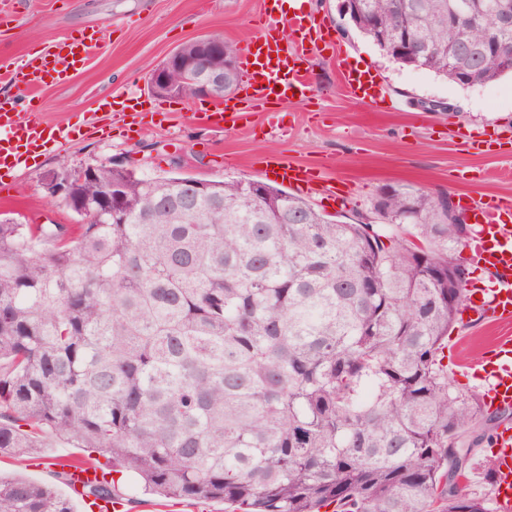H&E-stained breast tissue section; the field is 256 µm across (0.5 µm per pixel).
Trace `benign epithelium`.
I'll return each instance as SVG.
<instances>
[{
	"instance_id": "7a95c632",
	"label": "benign epithelium",
	"mask_w": 512,
	"mask_h": 512,
	"mask_svg": "<svg viewBox=\"0 0 512 512\" xmlns=\"http://www.w3.org/2000/svg\"><path fill=\"white\" fill-rule=\"evenodd\" d=\"M224 54V42L206 35L194 40V53L185 54L176 49L166 56L149 73L152 92L161 97L182 98L186 93L193 97H224V70L210 66V60ZM67 180L52 170L43 175L41 185L46 195L58 198Z\"/></svg>"
}]
</instances>
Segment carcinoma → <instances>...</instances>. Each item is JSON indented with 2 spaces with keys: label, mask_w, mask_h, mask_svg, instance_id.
I'll list each match as a JSON object with an SVG mask.
<instances>
[{
  "label": "carcinoma",
  "mask_w": 512,
  "mask_h": 512,
  "mask_svg": "<svg viewBox=\"0 0 512 512\" xmlns=\"http://www.w3.org/2000/svg\"><path fill=\"white\" fill-rule=\"evenodd\" d=\"M346 18L461 87L512 73V0H351ZM193 183L101 164L67 185L80 223L0 220V454L22 464L46 433L97 453L95 501L131 475L240 512H491L462 480L505 412L444 364L469 225L409 184L363 224L262 181ZM0 512L74 507L0 474Z\"/></svg>",
  "instance_id": "1"
}]
</instances>
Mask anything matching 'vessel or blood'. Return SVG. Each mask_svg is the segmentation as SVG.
<instances>
[{
    "label": "vessel or blood",
    "mask_w": 512,
    "mask_h": 512,
    "mask_svg": "<svg viewBox=\"0 0 512 512\" xmlns=\"http://www.w3.org/2000/svg\"><path fill=\"white\" fill-rule=\"evenodd\" d=\"M286 23L295 33V49L284 48L274 33L279 23ZM261 33L244 48V81L241 97L196 110L198 122L217 128L248 120L253 111L270 103L313 96V85L303 63L322 41L329 25L313 13L299 11L290 16L279 12V0H261ZM101 40L98 32L81 39H68L53 50L29 55L14 73L15 82L38 87L67 77L70 69L87 60ZM336 70L343 93L360 101L378 103L386 100L376 75L354 67L345 56H337ZM73 130L67 125L45 129L36 113L21 111L14 102H0V168L13 169L26 164L34 153H42L71 140ZM274 174L289 186L306 193H324L335 199L334 191L325 190L312 168L295 165L273 156L268 161ZM468 208L477 233L467 246L485 268L497 278L487 288L472 290L469 306L480 312L486 323L512 324V200L494 204L469 201ZM480 382L481 397L488 408H512V336L493 337L485 346L484 356L473 365ZM498 449L490 456L493 487L498 512H512V430L501 429L496 435Z\"/></svg>",
    "instance_id": "obj_1"
}]
</instances>
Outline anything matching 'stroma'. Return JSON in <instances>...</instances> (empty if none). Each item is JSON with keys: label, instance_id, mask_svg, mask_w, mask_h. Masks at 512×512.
<instances>
[{"label": "stroma", "instance_id": "obj_1", "mask_svg": "<svg viewBox=\"0 0 512 512\" xmlns=\"http://www.w3.org/2000/svg\"><path fill=\"white\" fill-rule=\"evenodd\" d=\"M329 24L330 40L308 64L315 97L281 102L272 115L250 124L219 129L195 121L200 99L160 98L148 84L152 67L170 52L202 35L222 32L244 46L257 32L260 0H0V101H15L38 113L45 127L65 122L74 139L39 155L26 166L0 171V211L27 224H74L78 217L50 199L41 179L60 163L84 166L115 162L137 174H175L199 180L251 179L271 182L265 161L280 154L321 171L337 199L311 196L340 220L370 218L373 198L386 184H410L445 192L456 205L467 198L512 199V147L494 156L468 150L469 134L512 137V76L460 87L432 72L401 66L368 39L349 31L340 0H306ZM89 26L100 31L99 48L61 83L34 90L10 75L28 53L78 36ZM358 59L379 77L388 95L408 103L405 111L354 101L339 88L335 51ZM138 97L134 125L113 121L99 100L114 90ZM499 326L476 322L464 312L450 334L461 360H476ZM83 449L53 443L29 465L0 458V471L56 486L57 458H78Z\"/></svg>", "mask_w": 512, "mask_h": 512}]
</instances>
